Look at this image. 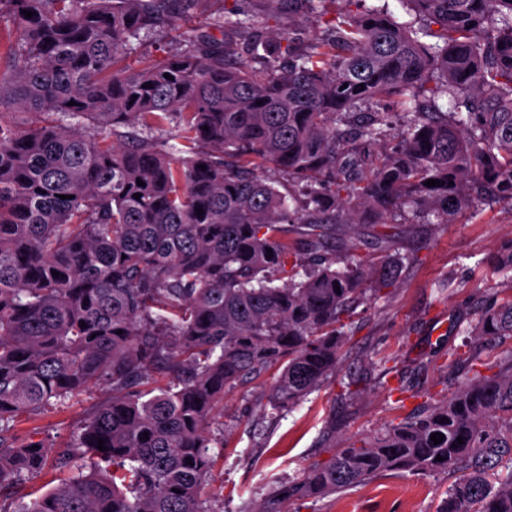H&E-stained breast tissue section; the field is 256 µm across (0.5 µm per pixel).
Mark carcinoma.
<instances>
[{
	"label": "carcinoma",
	"mask_w": 512,
	"mask_h": 512,
	"mask_svg": "<svg viewBox=\"0 0 512 512\" xmlns=\"http://www.w3.org/2000/svg\"><path fill=\"white\" fill-rule=\"evenodd\" d=\"M200 2L0 0V512H214L224 390L276 367L267 403L290 411L336 374L358 300L396 285L399 265L368 267L337 226L512 207V0H406L417 23L272 0L316 11L319 35L268 39L229 11L207 28L240 44L197 32L172 57L122 63ZM434 25L442 42L421 41ZM258 161L303 198L250 175ZM506 282L473 335L512 337ZM497 367L468 366L448 398L311 464L261 512L390 471L454 478L439 512H512V475L496 473L512 461V354ZM96 386L104 399L55 453L18 440L19 417ZM53 470L69 477L14 495Z\"/></svg>",
	"instance_id": "cac0c4a2"
}]
</instances>
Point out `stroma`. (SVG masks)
Returning a JSON list of instances; mask_svg holds the SVG:
<instances>
[{"mask_svg": "<svg viewBox=\"0 0 512 512\" xmlns=\"http://www.w3.org/2000/svg\"><path fill=\"white\" fill-rule=\"evenodd\" d=\"M264 0H206L191 17L142 35L125 52L127 65L175 53L183 32L206 30L217 8L234 9L261 22L265 35L293 30L299 41L314 38L316 16L280 12L264 20ZM389 237L387 252L375 246L376 233ZM358 257L376 263L399 260V278L388 302L363 299L353 316L352 332L342 351L339 378L325 383L292 411L265 416L274 374L263 383L227 390L212 433L224 436V448L208 485L215 512H259L269 491L299 477L311 463L328 460L351 440L399 422L419 404L441 400L461 381L464 369L449 362V351L476 353L483 365H495L512 351V339L488 344L469 332L483 306L499 298L500 275L488 262L512 247V208L480 204L472 218L447 224H402L376 228L361 224L347 231ZM405 378L397 392L377 382L381 366ZM102 397L93 388L64 407L33 419H20V438L39 436L61 445L76 431L84 411ZM446 476L390 472L321 499L290 500L289 512H438Z\"/></svg>", "mask_w": 512, "mask_h": 512, "instance_id": "stroma-1", "label": "stroma"}]
</instances>
